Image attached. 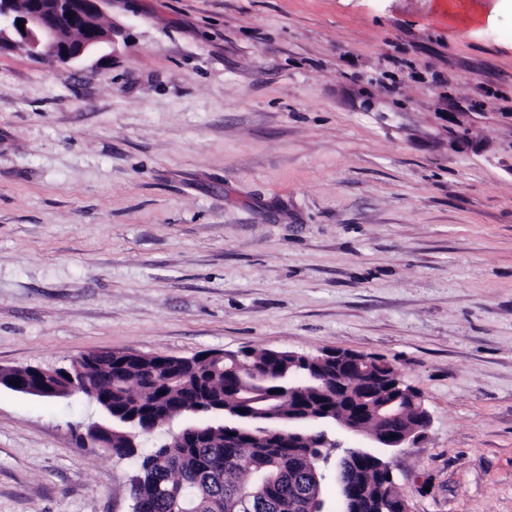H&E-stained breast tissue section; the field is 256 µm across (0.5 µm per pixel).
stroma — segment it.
<instances>
[{
	"instance_id": "35a3bbf8",
	"label": "stroma",
	"mask_w": 512,
	"mask_h": 512,
	"mask_svg": "<svg viewBox=\"0 0 512 512\" xmlns=\"http://www.w3.org/2000/svg\"><path fill=\"white\" fill-rule=\"evenodd\" d=\"M0 50V368L92 351L380 357L423 397L409 512H512V9L106 0ZM79 396L0 388V512H125ZM106 0H0V50L22 40L29 53L60 65L114 40L115 28L100 26ZM71 13V16H66ZM24 23V31L18 27ZM80 28L82 38L70 34ZM437 1L445 6L439 18L447 21L448 8V14L459 19L461 25L474 26L483 21L491 22L510 0H467L452 3H448L447 0H434L435 4Z\"/></svg>"
}]
</instances>
